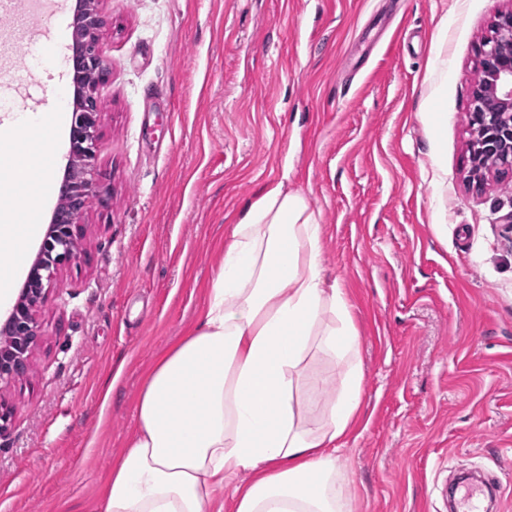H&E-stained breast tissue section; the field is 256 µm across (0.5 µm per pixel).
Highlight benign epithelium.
<instances>
[{"mask_svg": "<svg viewBox=\"0 0 512 512\" xmlns=\"http://www.w3.org/2000/svg\"><path fill=\"white\" fill-rule=\"evenodd\" d=\"M81 13L72 30L76 53L71 70L77 74L105 66L99 46L100 0H80ZM483 81L471 91V139L468 181L478 186L488 173L512 177V9L500 12L493 33L482 42L476 65ZM69 142L79 141L81 161L67 155L60 192L70 197L66 210H53L50 224L20 293L0 318V391L23 376L32 352L42 338L36 313L56 286L59 269L80 258L83 226L80 218L89 204L107 200L108 189L96 167L98 127L102 112L96 90L77 87Z\"/></svg>", "mask_w": 512, "mask_h": 512, "instance_id": "7a95c632", "label": "benign epithelium"}]
</instances>
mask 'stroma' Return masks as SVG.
<instances>
[{
	"mask_svg": "<svg viewBox=\"0 0 512 512\" xmlns=\"http://www.w3.org/2000/svg\"><path fill=\"white\" fill-rule=\"evenodd\" d=\"M512 0H103L110 63L77 262L0 392V512H101L155 357L187 336L267 185L320 213L361 333L352 512H448L460 470L512 512V178L464 182L480 43ZM19 43L0 114L67 87L68 16ZM441 120L429 127L424 113Z\"/></svg>",
	"mask_w": 512,
	"mask_h": 512,
	"instance_id": "obj_1",
	"label": "stroma"
}]
</instances>
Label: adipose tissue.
I'll return each instance as SVG.
<instances>
[{"instance_id": "ef3b65f1", "label": "adipose tissue", "mask_w": 512, "mask_h": 512, "mask_svg": "<svg viewBox=\"0 0 512 512\" xmlns=\"http://www.w3.org/2000/svg\"><path fill=\"white\" fill-rule=\"evenodd\" d=\"M62 118L56 97L0 126L40 139ZM53 168L48 152L21 148L0 176V301ZM321 231L305 196L280 183L231 225L198 324L144 380L102 512H215V491L238 472L248 479L232 492L234 512H349L336 451L362 402L361 340L343 288L325 275ZM316 356L340 371L319 410L302 397Z\"/></svg>"}]
</instances>
